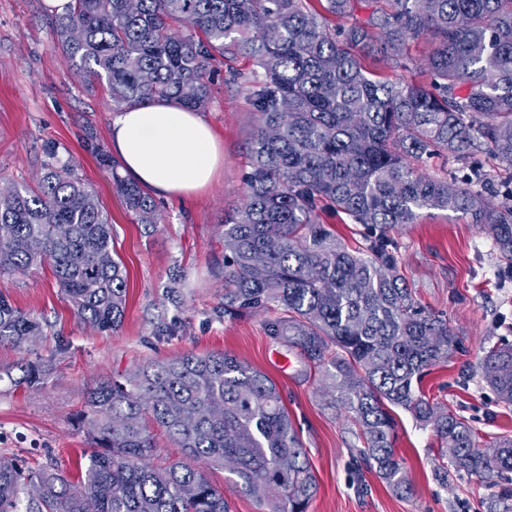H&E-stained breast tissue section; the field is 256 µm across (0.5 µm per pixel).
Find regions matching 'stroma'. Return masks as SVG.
Wrapping results in <instances>:
<instances>
[{
  "label": "stroma",
  "instance_id": "stroma-1",
  "mask_svg": "<svg viewBox=\"0 0 512 512\" xmlns=\"http://www.w3.org/2000/svg\"><path fill=\"white\" fill-rule=\"evenodd\" d=\"M50 0H0V184L36 185L50 157L76 159L77 173L112 223L114 249L126 272V311L117 333L80 323L49 268L0 280L14 304L47 320L46 333L18 350L0 346V454L29 465H55L77 478L87 448L75 416L89 388L149 359L184 352L224 351L269 375L280 389L307 451L318 492L308 512H512V473L484 482L449 472L440 480L441 443L405 411L394 410L396 451L413 485L399 497L373 471H360L358 425L332 407L320 371L266 336L264 314L220 318L224 300V220L241 205L249 170L248 145L257 127L246 91L224 80L215 64L203 119L224 141L217 181L186 200L157 199V224H139L112 190V173L86 149L87 136L110 148L115 115L106 91L71 70L50 34ZM434 49L412 43L409 68H391L380 53L366 67L388 79L421 80ZM399 268L425 310L444 314L458 334L452 358L426 376L425 392L464 416L485 447L512 438V406H505L481 369L485 350L512 345V277L504 275L493 240L455 215L432 212L393 233ZM177 286L178 302L168 297ZM175 335L159 337L160 321ZM50 361L45 387L16 385L24 359Z\"/></svg>",
  "mask_w": 512,
  "mask_h": 512
}]
</instances>
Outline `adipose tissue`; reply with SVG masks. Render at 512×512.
<instances>
[{
	"instance_id": "adipose-tissue-1",
	"label": "adipose tissue",
	"mask_w": 512,
	"mask_h": 512,
	"mask_svg": "<svg viewBox=\"0 0 512 512\" xmlns=\"http://www.w3.org/2000/svg\"><path fill=\"white\" fill-rule=\"evenodd\" d=\"M112 153L129 181L165 198L208 189L224 163V145L198 112L155 98L112 120Z\"/></svg>"
}]
</instances>
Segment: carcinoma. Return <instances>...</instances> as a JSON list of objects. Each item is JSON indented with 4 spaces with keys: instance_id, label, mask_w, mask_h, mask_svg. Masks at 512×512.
I'll list each match as a JSON object with an SVG mask.
<instances>
[{
    "instance_id": "1",
    "label": "carcinoma",
    "mask_w": 512,
    "mask_h": 512,
    "mask_svg": "<svg viewBox=\"0 0 512 512\" xmlns=\"http://www.w3.org/2000/svg\"><path fill=\"white\" fill-rule=\"evenodd\" d=\"M71 0L51 22L66 65L102 85L112 105L155 97L199 111L211 99L213 63L253 60L243 81L258 117L248 191L224 224V315L275 309L266 335L323 369L336 406L360 428L365 465L397 495L412 483L395 448L401 408L429 427L458 473L512 472V438L480 447L474 430L428 397L422 380L448 360L458 337L420 307L399 272L389 230L446 211L488 234L512 269V197L492 205L493 179L432 178L435 157L467 162L484 152L512 168V0ZM368 15L349 27L330 18ZM192 29L170 33L169 22ZM437 40L430 82L380 79L361 51L408 67V46ZM467 86L461 96L458 89ZM111 167L113 188L138 223H157L153 199ZM73 160L47 165L37 186H12L0 203V280L49 265L80 322L116 331L126 275L112 224ZM325 212L370 227L349 249ZM44 323L0 291V346L21 348ZM486 382L512 405V346L482 359ZM17 383L43 387L51 367L21 365ZM91 448L81 480L49 465L0 455V512H227L224 492L182 463H153L154 424L185 455L229 470L234 487L269 512H308L317 479L276 384L227 352L149 360L90 389L76 414Z\"/></svg>"
}]
</instances>
